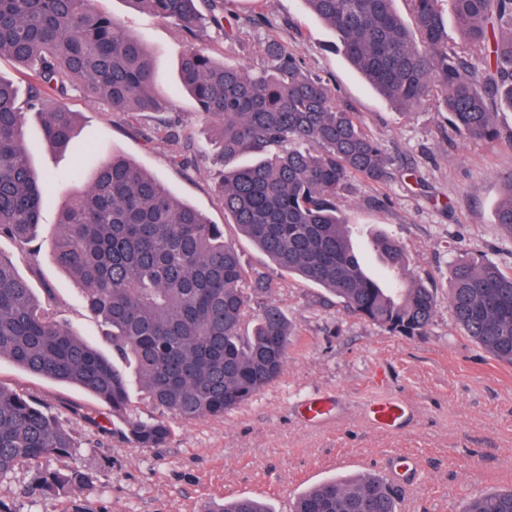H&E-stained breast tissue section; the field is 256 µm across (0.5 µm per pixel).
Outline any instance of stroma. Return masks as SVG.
I'll list each match as a JSON object with an SVG mask.
<instances>
[{
  "mask_svg": "<svg viewBox=\"0 0 512 512\" xmlns=\"http://www.w3.org/2000/svg\"><path fill=\"white\" fill-rule=\"evenodd\" d=\"M96 7L150 51L159 88L173 103L167 120L188 125L203 151L193 164L181 165V145L162 138L155 115L114 112L73 93L67 104L78 114L77 148H52L37 117L27 119L34 166L59 178L42 196L40 253L29 259L1 238L0 255L15 263L34 290L53 288L58 320L98 343L81 290L53 261L51 242L77 189L68 174L88 157L120 154L222 225L243 263L278 282L273 299L295 324L296 336L278 381L224 417L172 420L173 437L164 448H138L102 432L97 423L109 411L97 398L0 361V385L51 409L80 443L81 463L98 476L96 489L84 495L93 512H201L211 499L238 496H256L272 512H290L300 493L326 479L367 475L391 478L401 489L400 512H461L469 494L512 487V366L495 361L456 325L447 280L461 255L512 268V239L496 220L502 179L512 175V111L499 112L502 136L495 140L456 133L433 101L399 113L332 49L330 29L301 0H230L239 42H225L213 28L197 41L217 60L254 72L263 61L253 45L275 35L308 71L335 88L339 101L381 142L394 162V180L378 185L353 178L341 205L354 250L370 275L382 278L387 269L373 244L382 232L403 245L409 274L437 290L426 333L400 336L348 314L322 288L280 272L226 223L213 185L224 160L179 87L182 42L175 28L132 11L126 0H97ZM255 16L267 18V25L252 24ZM311 395L334 396L328 417L305 414L303 400ZM387 397L409 409L390 431L374 426L366 408L369 400ZM35 471L24 465L0 479V502L11 512H72L69 497L29 496Z\"/></svg>",
  "mask_w": 512,
  "mask_h": 512,
  "instance_id": "1",
  "label": "stroma"
}]
</instances>
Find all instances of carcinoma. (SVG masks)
Instances as JSON below:
<instances>
[{
    "label": "carcinoma",
    "mask_w": 512,
    "mask_h": 512,
    "mask_svg": "<svg viewBox=\"0 0 512 512\" xmlns=\"http://www.w3.org/2000/svg\"><path fill=\"white\" fill-rule=\"evenodd\" d=\"M175 26L187 48L178 80L197 113L212 124L231 167L216 187L224 216L274 265L325 289L344 310L401 336L431 325L437 293L406 273L396 240L379 234L377 250L400 273L383 288L356 256L340 196L352 178H394L382 144L335 90L306 71L273 36L259 44L264 67L252 72L212 58L194 41L224 26L229 0H126ZM394 0H302L332 30L334 47L379 94L410 113L436 100L454 130L478 139L502 136L495 122L512 111V0H405L409 27ZM448 5L463 45L448 44ZM30 78L19 98L0 77V237L33 250L40 199L49 177L36 171L26 120L40 117L51 145L69 147L75 91L113 112H168L145 45L93 0H0V57ZM192 161L193 136L162 124ZM91 176L61 212L52 242L57 266L82 287L84 306L112 348L106 356L58 322L14 264L0 256V360L38 377L77 386L105 403L117 433L139 448H161L169 420L222 417L283 374L295 328L272 300L278 284L243 266L224 230L180 201L156 176L121 155L87 161ZM496 217L512 238V176ZM448 307L456 324L494 360L512 366V270L458 258L448 270ZM153 413L133 405L131 378ZM81 448L57 415L0 385V479L20 465L74 457ZM97 474L74 464L40 471L32 490L53 495L94 489ZM203 512H272L240 496ZM292 512H400L397 490L379 476L333 478L299 495ZM461 512H512V488L468 496Z\"/></svg>",
    "instance_id": "obj_1"
}]
</instances>
